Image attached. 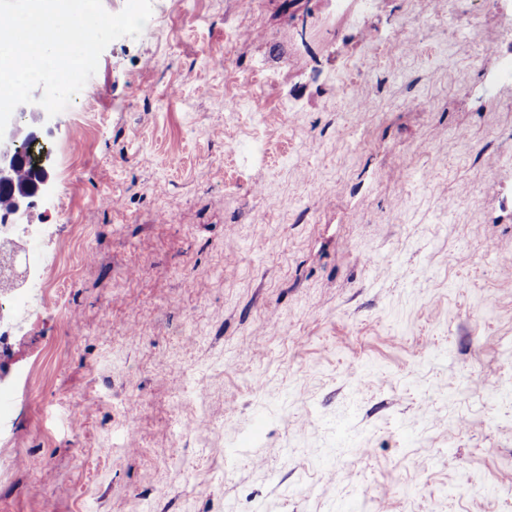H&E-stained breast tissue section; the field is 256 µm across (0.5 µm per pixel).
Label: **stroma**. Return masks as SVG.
Segmentation results:
<instances>
[{"label": "stroma", "mask_w": 512, "mask_h": 512, "mask_svg": "<svg viewBox=\"0 0 512 512\" xmlns=\"http://www.w3.org/2000/svg\"><path fill=\"white\" fill-rule=\"evenodd\" d=\"M506 59L512 0H152L38 123L0 512H512Z\"/></svg>", "instance_id": "obj_1"}]
</instances>
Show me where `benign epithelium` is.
<instances>
[{
  "label": "benign epithelium",
  "mask_w": 512,
  "mask_h": 512,
  "mask_svg": "<svg viewBox=\"0 0 512 512\" xmlns=\"http://www.w3.org/2000/svg\"><path fill=\"white\" fill-rule=\"evenodd\" d=\"M37 118L28 111L26 105L18 106L6 129L4 139L0 141V189L11 193L13 207L0 214V224H27L34 199L50 186V157L44 156L35 170V177L28 185L17 188L14 172L27 161L26 144L41 141L39 128L26 124L27 118Z\"/></svg>",
  "instance_id": "1"
}]
</instances>
